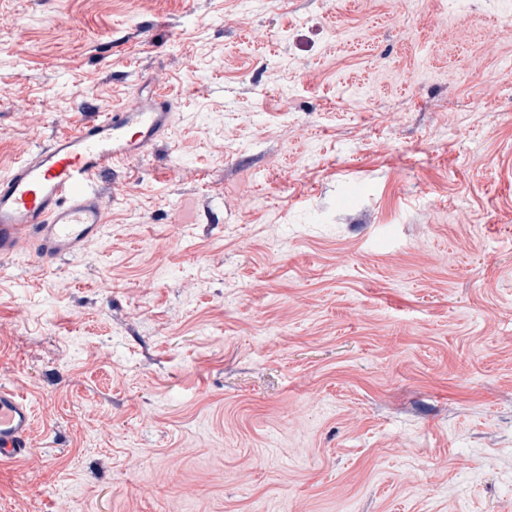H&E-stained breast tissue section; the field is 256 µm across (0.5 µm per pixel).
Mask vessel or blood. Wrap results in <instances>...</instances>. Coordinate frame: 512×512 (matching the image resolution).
<instances>
[{
    "instance_id": "obj_1",
    "label": "vessel or blood",
    "mask_w": 512,
    "mask_h": 512,
    "mask_svg": "<svg viewBox=\"0 0 512 512\" xmlns=\"http://www.w3.org/2000/svg\"><path fill=\"white\" fill-rule=\"evenodd\" d=\"M165 86L152 82L132 100L80 120L0 177V272L5 259L31 248L46 268L78 259L107 219L98 179L145 156L170 129ZM35 413L27 397L0 384V462L31 452Z\"/></svg>"
}]
</instances>
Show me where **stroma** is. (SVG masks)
Returning <instances> with one entry per match:
<instances>
[{"mask_svg": "<svg viewBox=\"0 0 512 512\" xmlns=\"http://www.w3.org/2000/svg\"><path fill=\"white\" fill-rule=\"evenodd\" d=\"M155 79L0 278V512H512V0H0V176ZM160 81L132 100L80 120L0 177V272L29 246L48 269L78 259L107 224L96 181L145 156L170 129ZM35 413L27 397L0 384V462L19 461L31 453Z\"/></svg>", "mask_w": 512, "mask_h": 512, "instance_id": "1", "label": "stroma"}]
</instances>
